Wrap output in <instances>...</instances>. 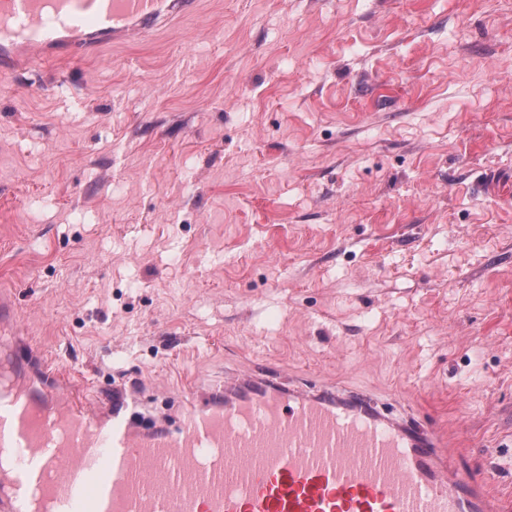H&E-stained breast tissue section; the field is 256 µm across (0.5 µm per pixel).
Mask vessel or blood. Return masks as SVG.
Masks as SVG:
<instances>
[{
	"instance_id": "obj_1",
	"label": "vessel or blood",
	"mask_w": 512,
	"mask_h": 512,
	"mask_svg": "<svg viewBox=\"0 0 512 512\" xmlns=\"http://www.w3.org/2000/svg\"><path fill=\"white\" fill-rule=\"evenodd\" d=\"M198 0H0V75L74 62L193 14ZM177 432L131 420L61 370L0 390V512H505L490 474L457 466L422 410L250 365Z\"/></svg>"
}]
</instances>
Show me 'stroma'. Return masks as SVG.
I'll use <instances>...</instances> for the list:
<instances>
[{"label":"stroma","mask_w":512,"mask_h":512,"mask_svg":"<svg viewBox=\"0 0 512 512\" xmlns=\"http://www.w3.org/2000/svg\"><path fill=\"white\" fill-rule=\"evenodd\" d=\"M0 362L175 422L255 361L512 495V0H202L0 79Z\"/></svg>","instance_id":"obj_1"}]
</instances>
